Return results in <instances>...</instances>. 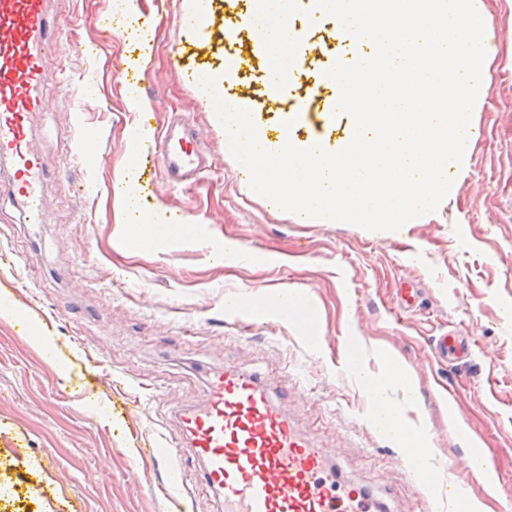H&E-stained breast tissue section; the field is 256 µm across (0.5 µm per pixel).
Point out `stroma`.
<instances>
[{
	"label": "stroma",
	"mask_w": 512,
	"mask_h": 512,
	"mask_svg": "<svg viewBox=\"0 0 512 512\" xmlns=\"http://www.w3.org/2000/svg\"><path fill=\"white\" fill-rule=\"evenodd\" d=\"M490 58L485 102L474 116L485 131L472 144L458 188L428 217L396 231L370 232L281 211L255 195L211 123L196 78L248 52L251 61L225 94L274 131L302 106L314 131L334 146L347 118L332 115L334 84L322 81L346 48L320 20L292 84L271 89L260 42L242 46L225 30L248 23L246 0H211L201 30L182 23L186 0H136L152 28L153 56L137 60L138 33L115 0H55V43L43 92L46 110L33 143L45 150L47 211L20 223L0 200V484L19 492L0 512H176L154 461L160 439L186 462L184 512H219L189 453L179 410L204 400V368L236 365L271 386L291 384L288 410L328 451L341 473L382 495L389 512H422L429 483L380 435L345 348L377 370L394 351L413 371L418 410L434 448L429 467L458 481L457 492L488 512H512V0H481ZM129 78H122V71ZM111 113L97 112L96 100ZM86 110L75 113L77 101ZM158 119L188 115L212 156L200 188L168 192L144 182V206L207 224L222 258L188 240L151 252L129 250L111 191L125 163L127 129L140 102ZM103 129L94 148L108 167L89 170L66 143L81 122ZM414 281L413 310L397 312V290ZM297 291L318 318L321 346L285 318L226 309ZM33 323L49 337L54 363L18 330ZM461 332L475 342L462 366L439 365L433 337ZM452 393L455 403L443 397ZM481 434L480 447L469 431ZM489 464L483 478L471 456Z\"/></svg>",
	"instance_id": "stroma-1"
}]
</instances>
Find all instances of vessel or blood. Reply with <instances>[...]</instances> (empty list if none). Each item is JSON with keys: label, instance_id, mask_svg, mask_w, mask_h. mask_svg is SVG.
Instances as JSON below:
<instances>
[{"label": "vessel or blood", "instance_id": "1", "mask_svg": "<svg viewBox=\"0 0 512 512\" xmlns=\"http://www.w3.org/2000/svg\"><path fill=\"white\" fill-rule=\"evenodd\" d=\"M52 4L0 0V161L7 165L0 194L13 199L30 224L46 206L43 154L32 144V125L44 105ZM154 127L152 159H145L137 137L128 140L132 163L160 173L164 189L199 186L209 161L189 119ZM473 347L462 334L433 340L442 362H464ZM179 420L223 512H386L375 493L338 477L324 449L289 413L285 396L256 373L235 365L209 373L202 406L182 410Z\"/></svg>", "mask_w": 512, "mask_h": 512}]
</instances>
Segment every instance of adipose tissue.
<instances>
[{
	"mask_svg": "<svg viewBox=\"0 0 512 512\" xmlns=\"http://www.w3.org/2000/svg\"><path fill=\"white\" fill-rule=\"evenodd\" d=\"M298 0H256L251 24L259 38L269 49L270 57H277L286 47L290 31L283 16L292 12ZM133 169L123 165L114 172V207L120 215L119 222L127 238V245L135 251L154 248L159 225L171 223V216L159 212H145L143 218L127 217L126 211L133 198L131 192ZM363 392L372 407L375 425L387 436L403 440L406 436L418 435L405 415L412 406L415 394V377L405 364L393 355L381 357L378 372L372 373L359 368L355 371Z\"/></svg>",
	"mask_w": 512,
	"mask_h": 512,
	"instance_id": "1",
	"label": "adipose tissue"
}]
</instances>
